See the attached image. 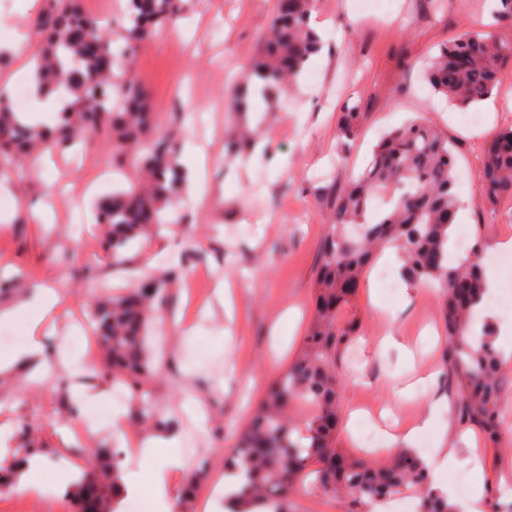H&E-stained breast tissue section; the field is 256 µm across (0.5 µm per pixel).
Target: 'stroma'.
<instances>
[{"mask_svg": "<svg viewBox=\"0 0 512 512\" xmlns=\"http://www.w3.org/2000/svg\"><path fill=\"white\" fill-rule=\"evenodd\" d=\"M275 5L276 0H191L175 30L133 53L128 71L149 91L159 130L178 132L205 152L208 194L198 205L180 203L185 222L169 225L145 252L129 251L123 267L114 268L104 254L93 220L96 199L113 187L100 174L101 162L112 158L111 140L97 141L78 162L59 154L23 160L18 178L0 182V275L22 276L24 291L45 285L65 294L64 310L47 328L44 345L75 348L72 324L88 319L90 304L125 292L133 279L158 276L187 247L199 253L193 267L205 271L211 293L192 315L183 288L167 289L162 324L168 364L148 384L154 405L175 422L164 437L180 462L166 476L164 498L143 490L152 512H163L165 500L175 503L177 512H202L206 501L211 512H224L221 498L211 493L213 476L223 472L224 459L235 451L268 381L294 361L302 345L336 192L367 165L382 133L412 119L436 124L454 147L460 209L466 225L479 229L484 254L493 255L501 237H512V198L492 210L477 191L484 144L512 125V63L492 97L494 111L478 105L482 121L476 126L463 125L458 108L422 79L437 48L462 32L491 29L512 44V21H495L491 0H377L370 9L364 0H317L311 24L323 36L321 53L270 109L243 118L258 129L270 154L251 165L242 159L228 164L224 134L240 119L227 109L228 93L260 54ZM46 6L47 0H12L10 9L0 10V41L21 34L28 50H35L40 37L28 19ZM348 98L359 102L365 117L341 155L336 129ZM91 183L97 186L92 195L85 190ZM35 207L45 210L47 223L30 218ZM89 265L96 276L87 280L80 272ZM387 267L400 280L395 295L378 290L370 270L339 312L340 321H356L359 338L354 350L336 361L342 410L337 448L365 459L386 458V451L363 448L361 426L379 435L399 433L424 419L437 392L443 406L415 446L432 447L442 438L455 448L456 460L441 475L440 487L454 491L460 473L470 483L501 487L512 474L504 447H493L477 427L458 425L454 394L424 380L426 373L442 371L446 337L439 296L401 280L399 255H392ZM224 282L235 299L229 313L216 296ZM100 389L89 381L84 390L62 392L31 381L29 370L20 368L0 384V445L25 446L22 428L29 423L47 449L42 493L15 486L2 490L0 512H55L72 480L66 457L54 451L60 440L79 458L111 448L124 472L146 470V463L129 459L126 451L154 438V431L129 422L128 402H114L109 395L93 400ZM70 399L85 410L108 405L116 417L100 435L88 438L62 411ZM192 433L210 460L209 477L198 483L183 463ZM308 486L307 477L298 479L290 512H348L347 499L312 493Z\"/></svg>", "mask_w": 512, "mask_h": 512, "instance_id": "obj_1", "label": "stroma"}]
</instances>
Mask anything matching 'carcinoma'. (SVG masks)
I'll use <instances>...</instances> for the list:
<instances>
[{
  "label": "carcinoma",
  "mask_w": 512,
  "mask_h": 512,
  "mask_svg": "<svg viewBox=\"0 0 512 512\" xmlns=\"http://www.w3.org/2000/svg\"><path fill=\"white\" fill-rule=\"evenodd\" d=\"M315 2L278 0L263 53L251 64L249 83L232 93L230 111L240 115L275 100L319 51V35L310 26ZM184 10V0H127L124 42L118 46L95 18L81 13L77 0H48V8L33 21L44 36L32 58L36 92L43 97L65 93L73 100L54 124L38 126L18 117L0 96V180L12 176L10 162L21 156L64 154L78 145L84 150L98 137L112 138V164L135 172L129 188L96 205V222L105 229V249L115 265L124 264V253L139 239L170 223L165 211L175 207L185 182V140L157 131L145 90L115 81L114 69H105L106 57L125 60L138 45L169 30ZM511 59L512 45L493 31L464 34L440 46L427 80L435 92L470 107L497 90L502 66ZM363 118L356 102L348 98L342 103L340 150H347ZM254 146V132L242 129L225 139L224 157L232 161ZM398 185L409 190L390 208L375 210V199ZM478 191L491 206L505 195L512 197V125L486 145ZM457 206L448 139L418 121L385 136L369 167L340 191L334 220L325 225L314 320L298 356L269 382L237 450L224 459V473L238 479L226 512H289L294 480L312 465L316 488L346 496L349 512H373L375 499L408 489L418 498L420 512H457L413 449H400L384 463H368L335 448L340 425L336 359L356 334V324L337 322V313L355 295L376 250L390 245L400 250L406 279L434 288L442 301L448 335L443 377L457 389L455 420L482 429L494 444L499 441L507 393L504 361L490 327L478 338L471 336V322L486 295L479 252L448 263V232ZM194 256L195 249H187L180 265L151 280L149 291L133 286L91 309L103 358L95 379L125 385L135 404L131 419L154 428L166 426L168 419L157 412L145 387L147 379L159 374L156 358L165 347L153 316L165 303V288L184 278ZM298 397L314 408L301 426L289 417ZM121 474L112 451L98 449L69 487L76 512H84L91 495L99 499L100 512H121Z\"/></svg>",
  "instance_id": "obj_1"
}]
</instances>
